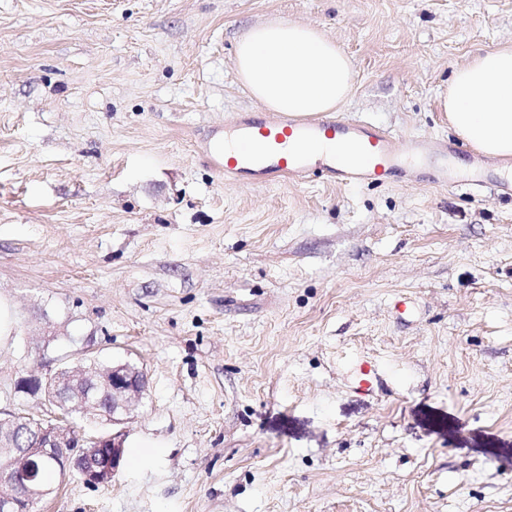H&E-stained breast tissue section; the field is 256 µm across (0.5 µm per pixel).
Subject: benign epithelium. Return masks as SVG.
<instances>
[{"label": "benign epithelium", "mask_w": 512, "mask_h": 512, "mask_svg": "<svg viewBox=\"0 0 512 512\" xmlns=\"http://www.w3.org/2000/svg\"><path fill=\"white\" fill-rule=\"evenodd\" d=\"M21 382L46 387L47 409L46 415L36 419L35 442L10 461L13 486L33 501L40 499L43 490L38 488L34 475L38 462L56 465L63 474L71 467L77 468L89 487L110 484L123 457V434L112 431L85 438L64 423V416L94 407L112 425L123 423L146 389V374L128 364L100 370L90 362L61 367L44 379L26 377ZM76 448L79 454L74 455Z\"/></svg>", "instance_id": "7a95c632"}]
</instances>
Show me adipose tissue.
Listing matches in <instances>:
<instances>
[{"instance_id": "ef3b65f1", "label": "adipose tissue", "mask_w": 512, "mask_h": 512, "mask_svg": "<svg viewBox=\"0 0 512 512\" xmlns=\"http://www.w3.org/2000/svg\"><path fill=\"white\" fill-rule=\"evenodd\" d=\"M239 80L267 111L308 118L334 111L352 89L353 64L315 26L272 20L236 41ZM451 128L475 150L512 157V44L456 69L444 102Z\"/></svg>"}]
</instances>
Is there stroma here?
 Here are the masks:
<instances>
[{
	"instance_id": "35a3bbf8",
	"label": "stroma",
	"mask_w": 512,
	"mask_h": 512,
	"mask_svg": "<svg viewBox=\"0 0 512 512\" xmlns=\"http://www.w3.org/2000/svg\"><path fill=\"white\" fill-rule=\"evenodd\" d=\"M273 18L401 139H454L455 69L512 43V0H0V412L67 363L148 377L138 464L38 510L512 512V197L225 182L198 138L263 115L234 44Z\"/></svg>"
}]
</instances>
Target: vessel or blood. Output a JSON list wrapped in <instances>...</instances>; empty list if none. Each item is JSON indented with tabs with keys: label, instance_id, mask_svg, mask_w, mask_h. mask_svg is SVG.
<instances>
[{
	"label": "vessel or blood",
	"instance_id": "vessel-or-blood-1",
	"mask_svg": "<svg viewBox=\"0 0 512 512\" xmlns=\"http://www.w3.org/2000/svg\"><path fill=\"white\" fill-rule=\"evenodd\" d=\"M458 150L444 139L399 141L364 120L323 115L294 121L279 113L263 120L238 116L225 126L223 140L211 142L208 156L225 179L236 183L281 176L300 183L318 174L348 186L428 169L436 187L478 185L487 177L497 190L512 194V176L502 162L476 157L471 179L460 178L449 162Z\"/></svg>",
	"mask_w": 512,
	"mask_h": 512
}]
</instances>
